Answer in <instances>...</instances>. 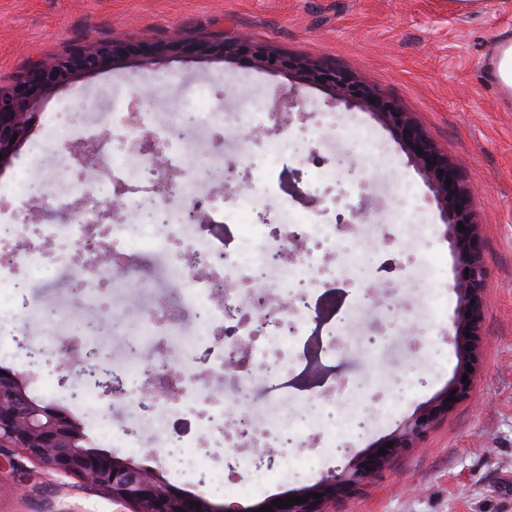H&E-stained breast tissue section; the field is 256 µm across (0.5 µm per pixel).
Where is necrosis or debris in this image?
I'll return each mask as SVG.
<instances>
[{
  "label": "necrosis or debris",
  "mask_w": 512,
  "mask_h": 512,
  "mask_svg": "<svg viewBox=\"0 0 512 512\" xmlns=\"http://www.w3.org/2000/svg\"><path fill=\"white\" fill-rule=\"evenodd\" d=\"M272 118L264 104L249 112L218 109L208 85L170 101L163 115L135 112L130 100L113 107L112 122L122 133L114 140L86 136L63 104L42 120L43 135L31 146L38 173L22 170L0 181V212L20 202L42 204L51 220L0 224V290L14 292L17 310L41 316V339L28 359L42 367L59 345L67 307L48 300L41 313L26 292L48 271L81 265L76 285L82 305L93 314L130 321L126 371L136 388L142 423L126 430L129 447L143 433L164 434L183 426L188 447L224 448L228 459L246 469L263 448L304 447L315 419L298 414L283 421L271 401L324 389L335 402L336 364L330 353L340 324L360 320L363 305L348 303L358 264L345 249L349 220L334 200L323 210L292 202L293 187L304 178L330 179L324 163L295 168L275 154L254 166L248 151L233 159L251 171L244 189L208 192L224 171V150L200 139L201 128L235 135L241 126H265ZM92 144L102 158L95 176L79 172L74 158L57 151L61 136ZM125 217L106 220L113 198ZM112 257L97 266L98 253ZM138 294L145 303L135 319L112 304L113 291ZM156 346L159 355L178 351L181 374L171 392L145 390L147 367L138 354ZM243 356L234 371L235 387L248 395L247 407L227 414L222 393L207 389L204 373L223 377L225 361ZM263 373L254 394L252 372Z\"/></svg>",
  "instance_id": "4bbe7bcc"
}]
</instances>
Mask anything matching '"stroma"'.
<instances>
[{
    "instance_id": "stroma-1",
    "label": "stroma",
    "mask_w": 512,
    "mask_h": 512,
    "mask_svg": "<svg viewBox=\"0 0 512 512\" xmlns=\"http://www.w3.org/2000/svg\"><path fill=\"white\" fill-rule=\"evenodd\" d=\"M177 30L198 38L244 35L293 57L335 63L410 112L435 146L458 164L462 183L473 191L472 216L481 226L488 270L479 377L421 447L399 453L366 490L331 504L327 512H512V88L497 82L494 68L501 44L512 42V0H474L466 10L453 7L452 0H0V85L14 83L41 59L76 47L112 39L161 42ZM206 81L216 86L219 106L240 109L259 95L276 115L264 129L245 130L226 141L228 158L245 148L257 163H266L270 144H287L289 129L330 113L332 123L314 148L327 158L352 155L353 166L336 172L335 194L340 204L355 206L359 199L348 190L353 183L365 184L371 221L363 229L371 235L385 234L391 224L398 182L410 184L404 211L428 220L429 263L388 279L397 283V296L408 307L439 292L448 297L428 350L415 345V327L402 330L385 312H368L361 330L378 333L376 356L352 345L338 352L337 367L347 385L364 384L374 393L366 407L369 429L342 439L338 450L317 440L299 449H272L276 469L263 476L244 469L230 473L220 448L202 457L178 448L122 447V431L136 410L100 395L96 422L85 429L94 447L155 470L189 494L248 508L345 468L448 385L458 363L453 344L457 296L451 291L456 261L426 179L391 130L371 113L333 104L322 87L240 63L169 57L147 68L118 62L47 96L41 110L93 99L95 109L78 112L76 120L99 134L107 127L112 97L138 95L143 86L178 95ZM290 88L301 104L279 111L278 96ZM369 133L389 149L374 168L361 159ZM411 252L407 238L386 252L363 251L351 299L375 284L374 271L387 258ZM80 378L79 369L52 366L28 391L78 417L82 411L70 393ZM291 463L297 477L280 478V470ZM0 512L133 509L27 459L21 469H0Z\"/></svg>"
}]
</instances>
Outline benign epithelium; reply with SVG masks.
<instances>
[{
    "label": "benign epithelium",
    "instance_id": "benign-epithelium-1",
    "mask_svg": "<svg viewBox=\"0 0 512 512\" xmlns=\"http://www.w3.org/2000/svg\"><path fill=\"white\" fill-rule=\"evenodd\" d=\"M171 55L243 61L260 70L297 77L328 90L338 103L372 113L391 128L410 162L426 177L456 254L454 290L458 309L454 329L459 364L455 376L443 391L419 407L384 442L366 449L342 472H331L312 485L268 497L245 510L235 504L213 503L191 496L168 484L156 471L90 447L82 424L68 409L31 398L29 379L10 370L0 373V457L8 461L10 451L19 449L43 469L79 478L105 491L114 500L133 504L135 512H180L182 509L186 512H257L267 505L272 506L273 512H324L328 502L367 484L395 453L415 447L426 431L455 406V401L465 397L469 385L478 376V329L487 278L479 225L471 216L470 194L460 184L455 166L434 147L423 128L376 89L344 70L301 61L247 38L198 41L178 35L164 44L100 43L39 62L33 72L18 82L0 86V172L11 165L12 159L28 142L44 97L75 80L113 67L118 60L154 66ZM419 147L422 148L420 154L417 153ZM461 224L464 225L462 231L459 230ZM468 332L472 336H466ZM468 364L473 368L470 374L466 370ZM465 374L468 379L464 383ZM451 395L454 396L452 401L449 400ZM384 448L387 453H379ZM315 494L321 498H313ZM290 497H300L305 502L285 508L273 504L279 498L285 501Z\"/></svg>",
    "mask_w": 512,
    "mask_h": 512
}]
</instances>
